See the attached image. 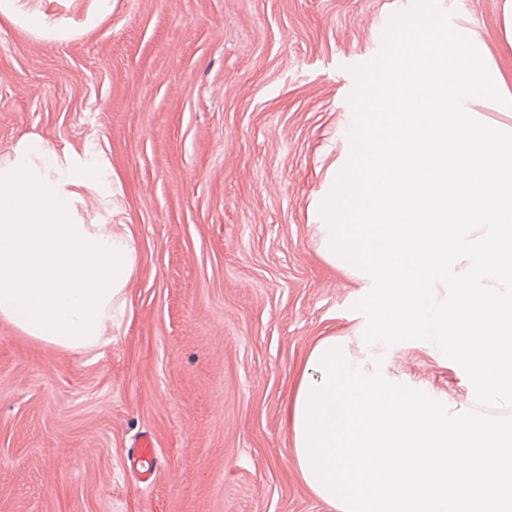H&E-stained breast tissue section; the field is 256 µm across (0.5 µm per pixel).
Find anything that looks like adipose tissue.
Returning <instances> with one entry per match:
<instances>
[{"instance_id":"obj_1","label":"adipose tissue","mask_w":512,"mask_h":512,"mask_svg":"<svg viewBox=\"0 0 512 512\" xmlns=\"http://www.w3.org/2000/svg\"><path fill=\"white\" fill-rule=\"evenodd\" d=\"M0 17L46 40L74 34L36 0H0ZM83 187L109 193L95 161L60 156L40 135L0 158V319L73 352L98 347L123 317L138 265L127 225L79 216Z\"/></svg>"}]
</instances>
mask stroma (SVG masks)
I'll use <instances>...</instances> for the list:
<instances>
[{
    "instance_id": "35a3bbf8",
    "label": "stroma",
    "mask_w": 512,
    "mask_h": 512,
    "mask_svg": "<svg viewBox=\"0 0 512 512\" xmlns=\"http://www.w3.org/2000/svg\"><path fill=\"white\" fill-rule=\"evenodd\" d=\"M415 0H112L45 40L0 22V155L35 133L94 156L89 219L139 246L127 314L75 353L0 320V512H327L287 422L313 346L353 335L355 278L316 208L342 163L353 67ZM512 97L504 0H438ZM391 372L472 408L461 370L407 342ZM153 441L155 476L131 452Z\"/></svg>"
}]
</instances>
